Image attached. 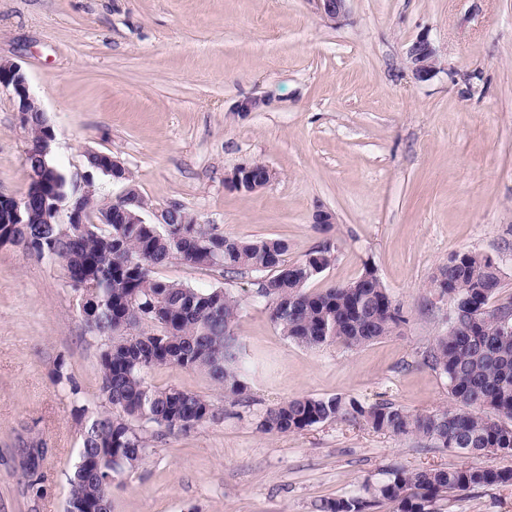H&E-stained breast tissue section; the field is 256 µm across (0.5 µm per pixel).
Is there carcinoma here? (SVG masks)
Here are the masks:
<instances>
[{
	"label": "carcinoma",
	"instance_id": "obj_1",
	"mask_svg": "<svg viewBox=\"0 0 512 512\" xmlns=\"http://www.w3.org/2000/svg\"><path fill=\"white\" fill-rule=\"evenodd\" d=\"M26 159L32 172L43 168L37 147L44 129L40 116H29ZM47 194L69 191L60 168L43 174ZM82 206L88 224L77 237L67 224H16L13 237L24 252L59 260L87 272L85 288L91 318L89 332L104 340L100 353V395L105 410L91 412L59 358L54 378L66 383L81 423L77 462L67 475V506L112 501V486L136 468L147 450L148 428L186 434L215 417L205 398L174 386L157 387L148 379L158 366L207 372L236 397L247 390L242 347L235 325L242 304L227 289L200 290L154 276L173 261L219 270L270 273L255 281L273 323L289 340L307 347L341 343L358 348L391 336L406 323L382 281L364 272L357 279L323 291L306 288L332 263L323 246L304 259L286 261L278 239L243 241L224 235L213 224H136L112 208V223H100L102 207L93 195ZM431 287L461 302L448 319V330L435 337L427 362L448 380L453 405L417 414L391 402L364 404L355 398L300 396L265 409L256 429L266 435L298 433L319 424L362 421L376 432L415 436L433 448L491 451L512 458V299L491 305L500 292L496 269L487 255L457 252L439 268ZM45 458L40 442L24 457L28 489L36 494ZM512 483V467L409 469L393 467L378 485L365 483L358 494L327 500L319 512H376L383 503L392 512H441L475 487Z\"/></svg>",
	"mask_w": 512,
	"mask_h": 512
}]
</instances>
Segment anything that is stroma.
I'll return each instance as SVG.
<instances>
[{"label":"stroma","instance_id":"1","mask_svg":"<svg viewBox=\"0 0 512 512\" xmlns=\"http://www.w3.org/2000/svg\"><path fill=\"white\" fill-rule=\"evenodd\" d=\"M428 34L438 71L415 81L410 44ZM0 57L19 63L56 134L55 164L100 203L124 183L90 173L89 152L126 168L149 209L177 205L225 235L284 241L296 262L329 245L313 291L373 270L407 322L348 348L288 340L255 297V273L178 261L155 277L242 300L236 332L248 362L240 403L201 370L159 366L152 384L209 399L216 416L187 434L154 432L144 461L112 490V512H317L407 468L512 467V458L430 448L351 422L288 435L254 417L299 396L450 406L448 381L424 362L446 329L432 276L460 251L501 261L512 297V0H349L330 24L312 0H0ZM24 133L0 89V192L29 182ZM272 169L261 191L224 179ZM336 222L313 224L316 210ZM101 341L61 262L0 247V512H64L80 425L53 371L65 358L90 410ZM46 448L42 492L22 452ZM453 512H512V484L474 489ZM256 173H259V175L255 176ZM272 178L273 172L267 165L253 162L236 167L226 180L235 190L249 194L262 190L270 183ZM262 180H264L265 185L262 189H259L257 182Z\"/></svg>","mask_w":512,"mask_h":512}]
</instances>
